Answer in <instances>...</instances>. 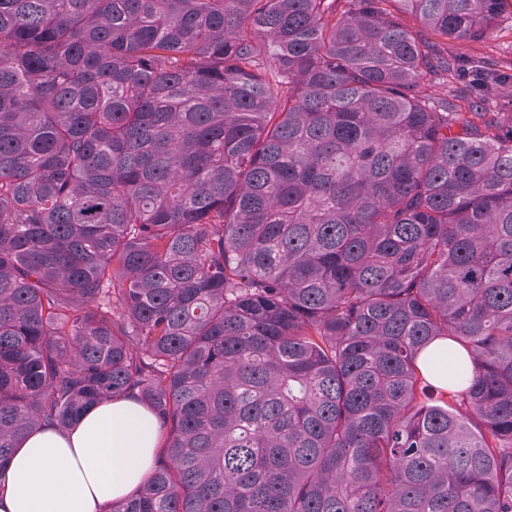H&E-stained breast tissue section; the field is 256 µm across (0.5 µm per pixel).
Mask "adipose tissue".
<instances>
[{"label": "adipose tissue", "mask_w": 512, "mask_h": 512, "mask_svg": "<svg viewBox=\"0 0 512 512\" xmlns=\"http://www.w3.org/2000/svg\"><path fill=\"white\" fill-rule=\"evenodd\" d=\"M159 425L133 399L89 408L67 432L23 439L0 473V512H105L150 476Z\"/></svg>", "instance_id": "ef3b65f1"}]
</instances>
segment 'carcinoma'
<instances>
[{
    "mask_svg": "<svg viewBox=\"0 0 512 512\" xmlns=\"http://www.w3.org/2000/svg\"><path fill=\"white\" fill-rule=\"evenodd\" d=\"M508 7L0 0V471L133 397L109 512H512V112L434 91ZM437 348L443 349L444 351L440 352L438 355L433 357V359L431 360V363H430L431 364V369H430L427 359H428L431 351L434 349H437ZM443 352L446 354L444 356V357H446V362H445V370L443 373L440 371L442 373L441 374L436 369V367L440 370V358L439 357ZM457 352H459V353H454L452 357H448V340L447 339L439 340V341L435 342L434 344H432L427 350H425L421 354V356L419 358V366L425 375L428 376L430 373L431 381L437 387L446 389V390H448V388L451 390H459V389H461L460 386L448 384V370L452 371V370L456 369V366H462L464 364H467L466 353L461 352V351H457ZM448 358H449V360H448Z\"/></svg>",
    "mask_w": 512,
    "mask_h": 512,
    "instance_id": "1",
    "label": "carcinoma"
}]
</instances>
